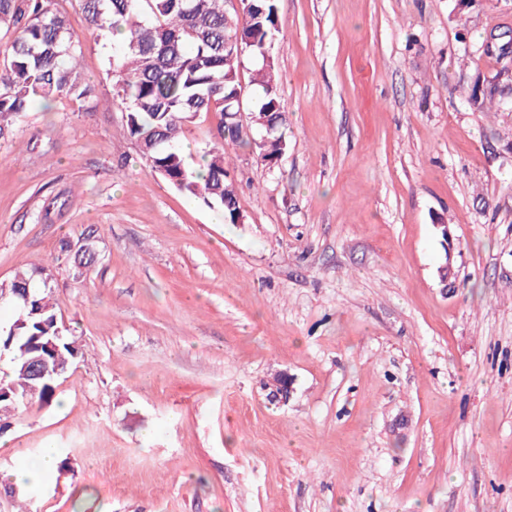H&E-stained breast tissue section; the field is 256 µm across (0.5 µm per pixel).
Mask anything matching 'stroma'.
<instances>
[{
    "label": "stroma",
    "instance_id": "stroma-1",
    "mask_svg": "<svg viewBox=\"0 0 512 512\" xmlns=\"http://www.w3.org/2000/svg\"><path fill=\"white\" fill-rule=\"evenodd\" d=\"M278 7L288 148L227 152L239 224L151 172L69 11L94 94L0 137V281L50 269L78 356L0 512H512V109L463 63L512 0ZM469 63L473 65L472 86L468 98V103L474 111L489 112L494 105L499 104L504 98L511 96L512 77L507 75L506 78L500 80V72L497 69L490 73V80L487 79L485 73L479 67V61L484 55H467ZM510 82V83H509ZM56 455V448L52 445H46L41 449L37 458L26 464V469L13 472L10 475L11 479L18 484H25L27 481L34 480L38 474L48 472L53 468Z\"/></svg>",
    "mask_w": 512,
    "mask_h": 512
}]
</instances>
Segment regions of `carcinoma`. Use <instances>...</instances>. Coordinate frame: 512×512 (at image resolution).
Listing matches in <instances>:
<instances>
[{"mask_svg": "<svg viewBox=\"0 0 512 512\" xmlns=\"http://www.w3.org/2000/svg\"><path fill=\"white\" fill-rule=\"evenodd\" d=\"M83 12L90 27L105 35L124 34L113 73L112 104L126 112V130L151 171L181 193L223 210L224 219L237 223L235 184L224 173V155L230 147L249 146L269 165L287 148L286 110L280 101L273 61L262 55L264 45L279 32L278 0H252L246 15L224 10V0H68ZM13 31L0 44V137L21 113L39 101L54 97L77 100L91 97L93 87L78 75L73 61L74 35L68 11L59 0H0V27ZM472 55L470 107L488 112L512 95V77L499 78L479 67ZM255 66V96L246 124L229 118L239 111L240 70ZM201 112L219 116L218 138L191 164L179 148L186 124ZM51 277L45 269L15 275L0 284V304L11 305L15 319L0 324V348L10 357L12 375L0 385L18 406L49 403L55 393L56 366L70 364L78 354L75 340L59 331L49 300ZM29 289L30 315L25 300L14 293ZM52 341L39 354V373L31 370L35 342Z\"/></svg>", "mask_w": 512, "mask_h": 512, "instance_id": "obj_1", "label": "carcinoma"}]
</instances>
